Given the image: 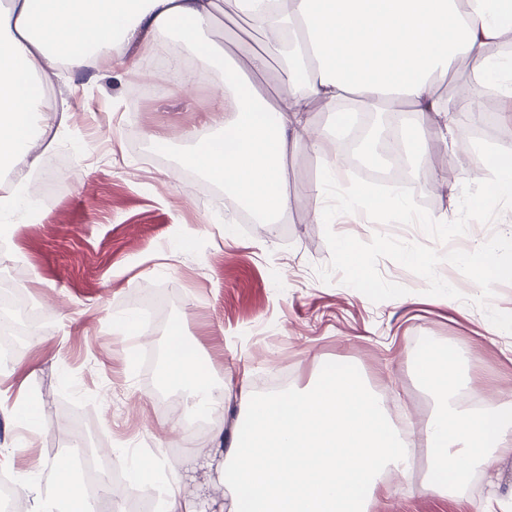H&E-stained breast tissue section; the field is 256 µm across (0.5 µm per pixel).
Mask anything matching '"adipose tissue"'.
<instances>
[{"label": "adipose tissue", "mask_w": 512, "mask_h": 512, "mask_svg": "<svg viewBox=\"0 0 512 512\" xmlns=\"http://www.w3.org/2000/svg\"><path fill=\"white\" fill-rule=\"evenodd\" d=\"M13 22L0 34V169L13 173L16 186L0 196V220L25 210L26 175L40 157L33 148L38 127L53 107L41 82L60 68L101 65L140 71L142 58L125 56L122 46L145 33V51L179 38L202 63L219 56L207 31L221 0H10ZM239 12L268 36L260 51L224 64V91L214 94L207 132H187L196 145L188 165L223 185L259 223L279 224L292 205L288 194V151L305 146L321 151L309 115L329 112L346 127L350 104L400 106L413 121H400L406 167L421 182L441 180L431 166L428 140L418 118H435L443 135L456 137L458 105L437 92L438 75L460 60L472 77L494 88L498 101L512 99V54L494 55L490 46L512 42V0H289L287 12L264 13L258 0H236ZM296 49L288 54L275 99L264 97L254 77L283 53L286 35ZM469 174L489 182L481 204L490 208L512 195V147L481 157ZM348 212H392L399 222L418 212L400 189L378 198L351 191L337 199ZM164 376L181 387L188 401L215 395L218 408L236 398L242 413L224 439L219 476L226 512H369L389 488L387 471L412 473L415 460L404 434L391 421L379 392L353 370L323 371L305 390L267 396L240 383L236 394L216 386L196 356L172 338ZM420 385L435 409L424 431L428 471L423 488L445 495L466 484L475 470L490 469L512 455V400L475 398L459 354L438 347L416 360ZM12 418L24 431L0 452V467L23 456L37 434L38 407L15 401ZM133 484L162 480L157 512H197L186 496L180 473L163 476L157 458L130 457ZM61 493L47 496L40 474H19L17 492L33 512H95L78 489L68 458L49 466Z\"/></svg>", "instance_id": "1"}]
</instances>
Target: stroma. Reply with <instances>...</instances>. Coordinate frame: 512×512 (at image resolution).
Instances as JSON below:
<instances>
[{
	"label": "stroma",
	"instance_id": "obj_1",
	"mask_svg": "<svg viewBox=\"0 0 512 512\" xmlns=\"http://www.w3.org/2000/svg\"><path fill=\"white\" fill-rule=\"evenodd\" d=\"M224 15L208 39L224 54L239 56L260 46L263 30L223 0ZM138 75L105 68L66 72L44 83V96L59 112L39 150L44 157L27 173L30 184L47 182L49 196L39 220L22 216L0 238V278L41 308L38 333L10 353L0 352V389L9 398L40 402L39 431L28 454L0 477L43 467L63 450L138 447L141 457L161 453L182 463L187 494L213 507L224 485L202 465L215 449L208 437L191 447L165 432L159 396L181 398L165 380L159 354L172 330L191 344L201 370L231 387L248 380L255 395L262 383L287 372L289 388L305 386L324 368L355 367L386 397L393 419L413 421L424 432L432 401L419 385L415 361L428 345L466 352L476 392L512 397V333H493L490 316L512 318V278L498 279L473 299L456 262L472 239L487 243L502 265L512 264V198L477 212L487 192L464 169L451 170L456 194L437 184L410 181L408 192L425 215H456L444 224H401L375 212L347 223L318 224L321 206L308 191L323 154L297 148L288 154V194L294 203L281 224L242 223L222 186L182 174L186 131L203 128L211 94L224 71L211 68L208 82L181 85L156 76L159 92L134 96ZM489 136L456 140L444 150L432 129V156L449 170L448 155H484L512 138V111L490 107ZM166 133L162 152L143 161L138 142L146 130ZM347 240L365 271L337 262ZM415 247L417 265L402 251ZM457 283L444 294L441 284ZM175 295L161 324L142 345L112 332L125 319L141 286ZM79 418L83 433L67 419ZM425 467L414 478L385 474L394 495L371 512H477L487 499L512 492V457L467 486L440 497L425 494Z\"/></svg>",
	"mask_w": 512,
	"mask_h": 512
}]
</instances>
